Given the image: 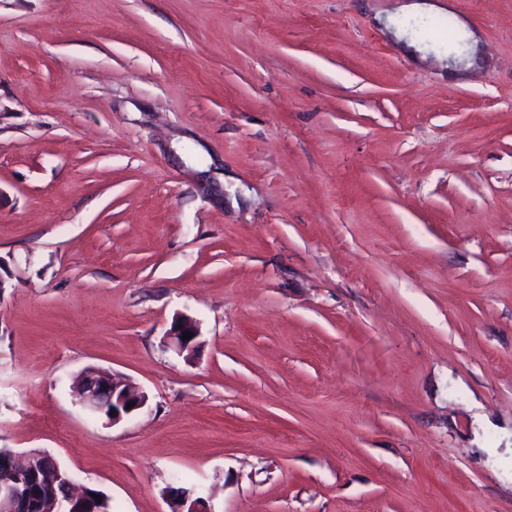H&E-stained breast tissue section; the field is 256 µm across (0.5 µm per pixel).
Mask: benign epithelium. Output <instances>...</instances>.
Wrapping results in <instances>:
<instances>
[{"label": "benign epithelium", "instance_id": "obj_1", "mask_svg": "<svg viewBox=\"0 0 512 512\" xmlns=\"http://www.w3.org/2000/svg\"><path fill=\"white\" fill-rule=\"evenodd\" d=\"M189 331L192 337L183 338ZM198 328L191 319L183 317L172 325L167 338L180 353L194 347ZM81 404L91 413H105L108 421L117 423L141 409L147 402L144 393L122 378L88 367L81 372ZM112 403L114 412L107 411L105 402ZM135 406H129V403ZM68 489L64 512H93L89 509L88 491L77 492L66 469L45 455L33 451L15 459L14 467L0 474V512H39L38 500L52 498L56 486ZM170 512H214L208 498L195 490L174 492L169 498Z\"/></svg>", "mask_w": 512, "mask_h": 512}]
</instances>
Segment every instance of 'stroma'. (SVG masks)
Wrapping results in <instances>:
<instances>
[{"instance_id":"1","label":"stroma","mask_w":512,"mask_h":512,"mask_svg":"<svg viewBox=\"0 0 512 512\" xmlns=\"http://www.w3.org/2000/svg\"><path fill=\"white\" fill-rule=\"evenodd\" d=\"M446 2L454 77L394 0H0V448L114 512H512V0ZM181 326V329H178ZM190 331L192 333L191 339H183V332ZM169 343L179 352L183 353L186 349L192 350L194 341L199 336L198 328L191 319L183 317L175 321L169 333L166 335ZM81 404L91 413L104 416L107 415L108 421L117 423L124 417L141 409L147 402V397L143 392L130 386L122 378L110 375L99 369L88 367L81 372ZM112 403L109 409L116 410V413L106 412L105 402ZM129 402H134L135 406L130 407ZM105 417V416H104ZM106 418V417H105ZM169 506L171 510L168 512H214L208 498L194 489L173 492Z\"/></svg>"}]
</instances>
